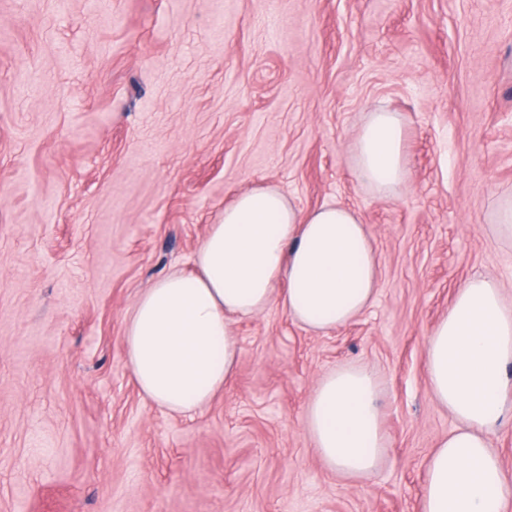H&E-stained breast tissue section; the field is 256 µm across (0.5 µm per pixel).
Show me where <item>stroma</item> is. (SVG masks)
Returning a JSON list of instances; mask_svg holds the SVG:
<instances>
[{
  "instance_id": "35a3bbf8",
  "label": "stroma",
  "mask_w": 512,
  "mask_h": 512,
  "mask_svg": "<svg viewBox=\"0 0 512 512\" xmlns=\"http://www.w3.org/2000/svg\"><path fill=\"white\" fill-rule=\"evenodd\" d=\"M373 108L404 121L388 193L350 149ZM256 184L356 212L377 297L321 334L239 319L223 393L165 411L125 317ZM511 194L512 0H0V512H420L456 425L425 342L472 276L512 304ZM340 367L374 373L386 441L353 479L303 428Z\"/></svg>"
}]
</instances>
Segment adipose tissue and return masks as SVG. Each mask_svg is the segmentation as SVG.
Instances as JSON below:
<instances>
[{"instance_id": "adipose-tissue-1", "label": "adipose tissue", "mask_w": 512, "mask_h": 512, "mask_svg": "<svg viewBox=\"0 0 512 512\" xmlns=\"http://www.w3.org/2000/svg\"><path fill=\"white\" fill-rule=\"evenodd\" d=\"M352 155L363 184L387 191L407 182L400 114L367 112ZM193 266L143 289L125 318L135 380L172 413L209 405L233 378L235 319L276 299L292 319L323 332L367 310L379 287L378 256L355 212L324 206L303 215L282 191L262 185L225 206ZM424 363L433 396L457 425L427 461L421 512H505L512 479L489 441L512 416V307L495 279L475 276L459 286L426 341ZM304 430L330 470L348 478L371 472L385 446L372 373L324 374Z\"/></svg>"}]
</instances>
